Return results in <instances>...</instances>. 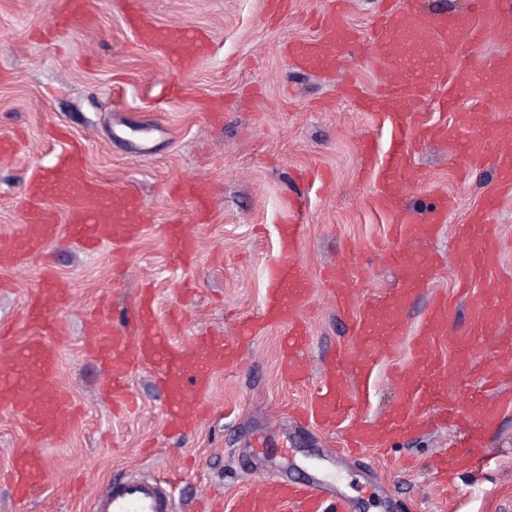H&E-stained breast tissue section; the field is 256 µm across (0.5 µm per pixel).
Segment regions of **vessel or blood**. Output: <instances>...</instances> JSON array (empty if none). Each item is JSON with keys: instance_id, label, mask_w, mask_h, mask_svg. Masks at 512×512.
<instances>
[{"instance_id": "1", "label": "vessel or blood", "mask_w": 512, "mask_h": 512, "mask_svg": "<svg viewBox=\"0 0 512 512\" xmlns=\"http://www.w3.org/2000/svg\"><path fill=\"white\" fill-rule=\"evenodd\" d=\"M124 4L125 23L138 45L170 58L175 73L192 70L199 58L209 52L206 41L191 44L186 29L161 32L140 8L139 0H124ZM347 4L348 0H334L330 14L321 22L319 37L288 43L284 50L297 66L304 68L335 66L342 51H361L369 45L382 53L386 76L382 101L362 96L352 85L344 86L343 93L360 111L370 113L375 125L388 135L382 147L374 139L363 138L359 159L362 170L375 176L371 208L389 215L396 240L407 244L406 249L389 252V261L410 275L424 266L433 271L436 262L431 256H419L414 245L438 234L447 222L452 202L448 197H438L417 219L401 206L399 187L412 173V141L454 143L460 140L461 133L456 125L426 121L420 106L429 84L434 83L444 90L439 108H451L457 94L474 80L473 73L459 63V35H466L470 46L476 49L498 30L512 28V0H468L466 15L456 18H429L421 0H398L397 4L379 9L367 38L342 22ZM491 72L504 96L511 98L512 55L496 57ZM465 122L484 139L485 150L476 161L493 168L496 181L469 222L459 227V235L467 243L458 273L464 284L499 265L501 251L492 214L501 195L512 194V139L485 113L471 112ZM166 192L189 200L198 222L210 221L205 188L200 181L174 183ZM19 210V231L8 244L0 246L2 268L20 267L43 257L63 231L84 249L94 250L108 243L114 254L121 255L142 237L150 220V208L140 195L117 185L106 186L88 176L84 149L75 142L67 144L51 170L29 182ZM301 210L300 201H289V218L279 228L283 258L266 271L268 286L260 315L263 323L285 329L284 371L292 379L304 373L296 353L305 336L299 312L309 294L305 271L291 259L301 236ZM163 233L172 245L173 265H191L196 257V241L183 225H164ZM347 267V261L341 260L326 273L331 291L345 308L353 294ZM408 298V290H396L350 315L354 342L368 349L367 358L358 363L360 379L371 376L389 345L388 340L367 334V326L375 324L378 310L400 313ZM68 299L67 283L44 272L41 287L24 309L25 324L35 328V335L20 345L0 328V406L9 407L26 420L34 443L64 441L78 421L69 394L59 384L58 348L47 340L48 335L58 334L56 314ZM505 322H512L511 280L495 284L481 313L463 329L456 326L455 310L447 300L434 298L412 346V362L398 375L403 403L375 423H356L350 431L349 448L385 451L392 439L414 434L430 412L442 421L464 417L471 430L468 437L456 440L449 448L451 464L441 472L443 485H450L458 471L472 468L482 451L481 430L495 425L504 413L512 412V394L494 399L478 394L464 405L450 400L441 386L448 377L441 349L448 341H455L460 357L467 361L486 337L495 336L499 339L495 361L499 368L511 370L512 336L503 333L501 325ZM88 329V349L104 373L107 390L120 395L131 369H149L170 402L167 428L173 434L189 433L202 422L214 370L240 360L232 336L198 335L189 350L175 345L162 330L155 292L150 288L139 291L117 324L103 326L97 317L89 321ZM347 362L341 354L326 363L305 419L327 427L349 413L353 400L348 392ZM45 476V460L39 453L22 449L12 455L10 487L14 499H29L42 487ZM323 501L324 491L319 484L273 481L238 498L234 512H324ZM92 512H175V504L168 482L130 476L113 480L98 492Z\"/></svg>"}]
</instances>
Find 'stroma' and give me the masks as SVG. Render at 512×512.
Here are the masks:
<instances>
[{
  "label": "stroma",
  "mask_w": 512,
  "mask_h": 512,
  "mask_svg": "<svg viewBox=\"0 0 512 512\" xmlns=\"http://www.w3.org/2000/svg\"><path fill=\"white\" fill-rule=\"evenodd\" d=\"M56 2L0 0V139L17 142L14 155L0 159V242L19 229L25 185L55 163L58 148L47 139L54 126L67 127L83 144L92 178L140 191L152 221L118 269L111 247L88 252L65 234L50 245L51 270L71 292L58 314L59 381L84 414L68 439L42 446L46 479L31 500L14 502L0 485V512H91L92 494L109 481L134 472L156 476L185 460L191 466L174 487L177 512H193L201 495L219 487L224 512H233L237 497L271 477L326 482L328 499L349 497L354 512H488L492 506L512 512V415L486 432L485 461L461 472L449 503L437 489L449 431L397 438L383 458L370 452L351 458L339 447L353 416L326 429L300 428L288 419L289 410L305 407L315 393L321 359L349 341V327L320 279L323 266L349 255L348 273L361 286L359 305L403 285L400 273L376 258L393 246L391 221L367 206L375 181L360 171L361 139L384 136L340 94L349 80L377 96L385 78L379 58L348 51L336 69L314 72L297 69L283 51L285 42L318 38L312 18L326 14L331 0H288L287 12L275 17L266 0H140L156 24H190L210 42V52L180 75L182 93L172 99L160 95L159 83L169 75L165 58L137 45L120 0H87L86 18L64 30L53 25ZM477 104L492 120L507 109L498 87L486 84L459 96L453 110L428 107L424 115L457 124ZM458 165L455 144H418L415 178L400 189L415 210L440 193L453 207L439 235L422 246L442 258L443 269L411 294L391 359L350 389L366 420H379L402 402L392 367L410 360L409 341L430 297L456 292L455 264L466 249L456 227L482 204L493 178L481 171L462 183ZM196 177L209 184L213 219L207 224L194 222L187 201L164 193L166 185ZM296 195L304 209L294 258L311 288L300 353L307 379L283 376L284 331L268 327L245 344L241 368L216 370L212 411L187 436L167 438L164 396L147 370L130 373L132 406L114 411L100 395L102 371L84 350L86 314L105 300L124 309L148 282L160 317L175 312L181 318L170 331L175 344L191 347L194 336L206 332L231 335L238 318L262 310L266 269L280 257L277 227ZM175 220L197 244L196 262L183 269L172 267L160 231ZM41 280L38 265L0 269V282L8 284L0 289V321L21 324L19 340L31 334L24 307ZM262 430L287 437L289 454L255 453L250 441ZM29 445L26 421L0 407V472Z\"/></svg>",
  "instance_id": "obj_1"
}]
</instances>
